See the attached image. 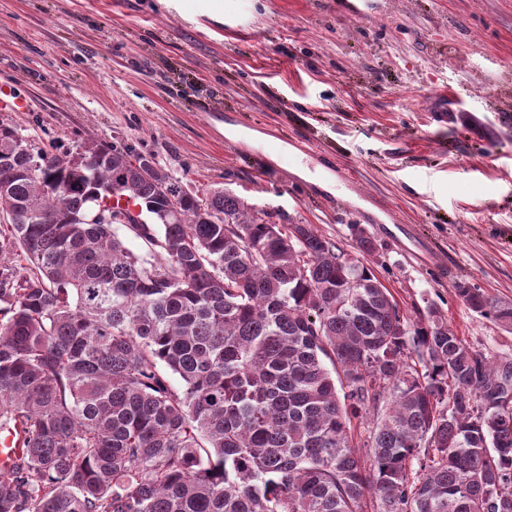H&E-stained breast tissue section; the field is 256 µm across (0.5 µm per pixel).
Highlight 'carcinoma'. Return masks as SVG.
<instances>
[{
  "instance_id": "carcinoma-1",
  "label": "carcinoma",
  "mask_w": 512,
  "mask_h": 512,
  "mask_svg": "<svg viewBox=\"0 0 512 512\" xmlns=\"http://www.w3.org/2000/svg\"><path fill=\"white\" fill-rule=\"evenodd\" d=\"M142 160L0 124V512H512V363L407 315L360 225L348 253Z\"/></svg>"
}]
</instances>
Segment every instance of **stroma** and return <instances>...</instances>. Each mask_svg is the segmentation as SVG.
Instances as JSON below:
<instances>
[{"mask_svg":"<svg viewBox=\"0 0 512 512\" xmlns=\"http://www.w3.org/2000/svg\"><path fill=\"white\" fill-rule=\"evenodd\" d=\"M0 122L58 154L153 157L348 251L362 225L406 310L512 362V328L456 295L512 301V0H0ZM284 127L310 152L277 153Z\"/></svg>","mask_w":512,"mask_h":512,"instance_id":"1","label":"stroma"}]
</instances>
